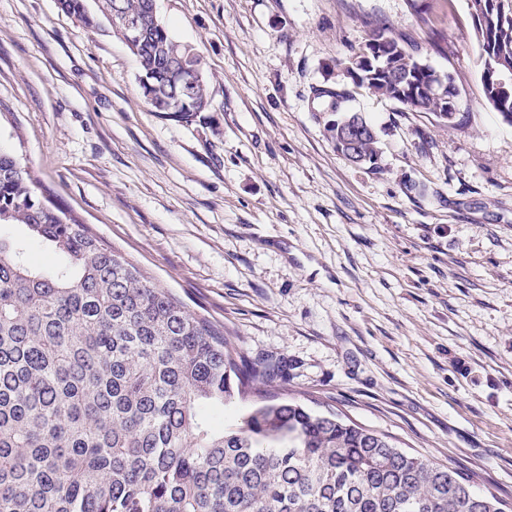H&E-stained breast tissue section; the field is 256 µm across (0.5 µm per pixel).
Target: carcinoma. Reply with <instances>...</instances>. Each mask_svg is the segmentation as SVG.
<instances>
[{
	"label": "carcinoma",
	"instance_id": "obj_1",
	"mask_svg": "<svg viewBox=\"0 0 512 512\" xmlns=\"http://www.w3.org/2000/svg\"><path fill=\"white\" fill-rule=\"evenodd\" d=\"M59 0L87 27L149 0ZM512 69V19L477 41ZM188 46L150 25L134 55L156 75ZM485 99L512 125V87ZM327 111L348 96L322 90ZM187 119L210 107L206 80ZM0 224L26 226L54 257L28 262L0 239V512H503L455 468L398 448L388 436L294 399L260 396L231 424L214 420L282 373L242 355L208 318L148 281L121 252L41 200L30 174L0 151Z\"/></svg>",
	"mask_w": 512,
	"mask_h": 512
}]
</instances>
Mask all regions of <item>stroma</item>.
Returning a JSON list of instances; mask_svg holds the SVG:
<instances>
[{"label":"stroma","instance_id":"obj_1","mask_svg":"<svg viewBox=\"0 0 512 512\" xmlns=\"http://www.w3.org/2000/svg\"><path fill=\"white\" fill-rule=\"evenodd\" d=\"M156 0L211 106L152 111L108 23L0 0V149L106 246L283 379L261 392L393 437L512 505V125L487 104L468 0ZM449 74L465 120L353 88L373 25ZM349 89L377 168L317 97ZM390 39V36L387 34H385V36L383 34H371L368 37V40L364 42L360 50L352 57H350L347 62L341 64L343 74L347 77L348 71H352L355 68H358L361 62L366 69H372V67L366 64L367 61H369L368 57H370V52L368 50L369 47L377 46L380 42L390 41ZM340 128H343L342 137L343 141L351 147L350 150L346 151L349 160L359 165L368 163L369 158L362 152V150L370 155H373L377 151V141L374 140V136H369L365 141L366 133L373 134L372 129L367 124L366 120L361 114L355 112L350 114L346 120L340 124ZM361 148H360V143Z\"/></svg>","mask_w":512,"mask_h":512}]
</instances>
